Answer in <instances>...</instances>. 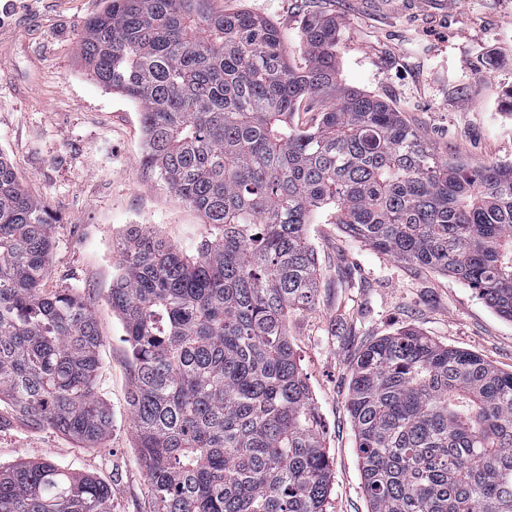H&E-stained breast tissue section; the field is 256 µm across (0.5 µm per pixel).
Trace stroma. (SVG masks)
<instances>
[{"mask_svg":"<svg viewBox=\"0 0 512 512\" xmlns=\"http://www.w3.org/2000/svg\"><path fill=\"white\" fill-rule=\"evenodd\" d=\"M104 0H0V152L56 219L44 289L67 288L92 308L102 346L97 390L112 428L96 448L37 429L0 410V466L52 462L112 489V512H151L128 405L131 366L107 302L115 245L127 225L147 224L193 252L208 235L142 162L141 114L90 80L77 55L86 19ZM280 30L292 62L312 15L335 19L345 82L393 109L441 158L512 161V0H213ZM307 236L321 271L316 305L288 334L324 427L333 465L324 512H369L346 401L362 344L411 327L512 371V321L468 283L379 252L322 220Z\"/></svg>","mask_w":512,"mask_h":512,"instance_id":"stroma-1","label":"stroma"}]
</instances>
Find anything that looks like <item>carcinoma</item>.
Here are the masks:
<instances>
[{
	"instance_id": "obj_1",
	"label": "carcinoma",
	"mask_w": 512,
	"mask_h": 512,
	"mask_svg": "<svg viewBox=\"0 0 512 512\" xmlns=\"http://www.w3.org/2000/svg\"><path fill=\"white\" fill-rule=\"evenodd\" d=\"M211 2L108 0L77 44L138 106L144 165L216 230L192 255L140 224L118 242L138 453L152 512H323L332 465L288 337L318 297L307 225L327 214L512 321V162L443 160L343 82L335 20L305 21L295 66L273 22ZM52 227L0 152V405L95 447L112 428L101 339L81 297L43 290ZM347 409L370 512H512V372L403 328L360 350ZM0 512H112V489L22 462L0 468ZM320 103L304 100L294 112L292 123L300 129H308L316 125Z\"/></svg>"
}]
</instances>
